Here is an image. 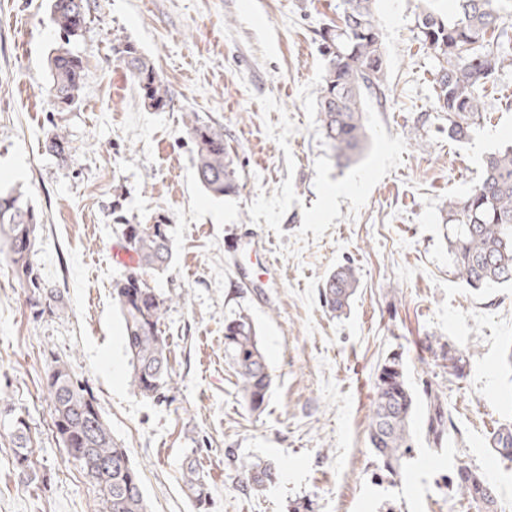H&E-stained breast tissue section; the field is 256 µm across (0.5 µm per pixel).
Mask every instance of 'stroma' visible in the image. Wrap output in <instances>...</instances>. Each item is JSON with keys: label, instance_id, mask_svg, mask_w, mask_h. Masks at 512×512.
Wrapping results in <instances>:
<instances>
[{"label": "stroma", "instance_id": "obj_1", "mask_svg": "<svg viewBox=\"0 0 512 512\" xmlns=\"http://www.w3.org/2000/svg\"><path fill=\"white\" fill-rule=\"evenodd\" d=\"M51 0H0V189L40 216L34 262L64 309L34 301L0 257V512H96L91 485L68 463L43 395L51 356L94 396L139 472L148 512H195L182 468L208 477L209 512H287L305 495L316 512H469L443 477L464 463L512 507V460L485 447L512 420V287L476 290L457 278L445 203L478 180L489 153L512 145V69L483 90L484 112L464 140L448 136L434 100L439 61L417 39L420 0H377L388 68L385 95L366 105L361 155L337 168L318 130L323 74L318 30L338 0H87L71 49L84 65L80 100L47 96L60 42ZM132 44L167 80L173 103L149 109L115 54ZM220 123L239 191L217 197L196 181L188 113ZM70 156L46 152L52 134ZM135 224L168 217L175 248L149 282L171 304L161 330L174 378L165 401L128 385L123 324L112 286L126 265L113 203ZM264 240L234 253L226 241ZM354 266L359 284L337 316L322 306L327 274ZM276 279H269V270ZM252 317L273 383L251 412L224 356V318ZM470 355L465 378L425 351L426 340ZM401 353L417 392L413 450L403 475L375 481L368 425L377 369ZM431 384L454 428L426 437ZM33 439L32 474L12 465L10 423ZM281 469L260 492L239 486L243 465Z\"/></svg>", "mask_w": 512, "mask_h": 512}]
</instances>
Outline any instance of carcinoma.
Instances as JSON below:
<instances>
[{"label": "carcinoma", "mask_w": 512, "mask_h": 512, "mask_svg": "<svg viewBox=\"0 0 512 512\" xmlns=\"http://www.w3.org/2000/svg\"><path fill=\"white\" fill-rule=\"evenodd\" d=\"M376 0H341L339 22L318 32L319 49L325 60L317 89L316 107L320 133L330 157L347 167L363 149V122L367 99L383 97L386 63L383 39L375 18ZM459 8L448 17L428 7L417 15L423 46L433 51L439 69L433 79V96L448 113V135L468 137L482 112L481 91L497 71L512 67V33L500 14L502 0H457ZM52 19L67 38L80 35L86 22L84 0H52ZM131 79L154 111L171 106L168 83L154 65L135 48L119 51ZM51 83L47 94L72 106L79 101L84 83L82 59L67 44L59 45L49 59ZM185 132L194 146L193 168L197 182L218 197L239 190L234 160L224 145V128L195 112L188 114ZM46 151L64 160L69 146L66 136L56 133L45 142ZM448 223L453 235L448 247L459 279L476 290L512 284V147L488 156L480 180L462 195L448 198ZM39 216L20 192L0 191V253L6 254L22 288L43 296L47 292L34 264ZM122 248L136 264L115 281L113 299L124 323V349L128 357L129 385L144 398L156 399L172 388L169 346L161 322L168 298L157 293L148 276L164 271L172 261L174 243L168 219L163 214L150 224L118 223ZM358 285L353 266H342L322 282L320 296L332 312L350 305ZM224 352L236 369L237 386L252 412L263 408L271 375L251 317L241 311L224 322ZM448 373L467 376L469 354L453 344L440 345ZM45 388L53 432L61 442H79V467L96 495L98 512H147L139 474L126 449L112 437L92 395L72 374L70 365L53 358ZM427 398L426 434L435 446L448 439L451 418L441 397L431 388ZM416 406L406 380L402 356L394 354L378 367L369 422V444L377 462L373 476L395 479L412 452L410 424ZM11 432L13 465L31 470L32 440L27 421L16 416ZM489 449L502 457L512 453V423L490 432ZM279 468L268 461L243 467L240 487L259 492L275 483ZM187 497L197 512H207L210 493L203 472L189 460L182 472ZM448 492L468 501L475 512H496L493 486L477 471L459 465L444 477Z\"/></svg>", "instance_id": "cac0c4a2"}]
</instances>
